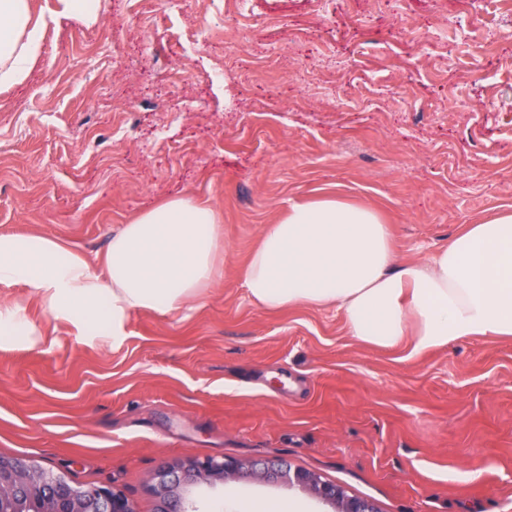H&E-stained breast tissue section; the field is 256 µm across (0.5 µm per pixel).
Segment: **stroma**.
Wrapping results in <instances>:
<instances>
[{
	"instance_id": "35a3bbf8",
	"label": "stroma",
	"mask_w": 512,
	"mask_h": 512,
	"mask_svg": "<svg viewBox=\"0 0 512 512\" xmlns=\"http://www.w3.org/2000/svg\"><path fill=\"white\" fill-rule=\"evenodd\" d=\"M41 57L0 89V234L101 268L121 225L179 196L225 245L193 309L132 312L119 342L0 285L41 340L0 347V456L73 484L148 486L189 457L279 458L380 512H512V339L420 355L350 336L336 308L268 310L243 286L264 225L340 191L400 263L512 207V0H31ZM323 506L285 485L207 493ZM98 0H57L58 13L65 16H77L93 23L98 19Z\"/></svg>"
}]
</instances>
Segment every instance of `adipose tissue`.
<instances>
[{
	"mask_svg": "<svg viewBox=\"0 0 512 512\" xmlns=\"http://www.w3.org/2000/svg\"><path fill=\"white\" fill-rule=\"evenodd\" d=\"M44 27L31 0H0L1 87L25 80ZM219 224L208 203L166 200L113 235L101 274L58 240L1 234L0 285L25 284L56 318L85 331L105 323L117 341L134 311L170 316L194 304L212 279ZM244 286L271 310L336 307L351 336L383 349L408 342L418 355L471 336L512 338V210L400 265L374 207L327 194L264 225Z\"/></svg>",
	"mask_w": 512,
	"mask_h": 512,
	"instance_id": "obj_1",
	"label": "adipose tissue"
}]
</instances>
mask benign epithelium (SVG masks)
Segmentation results:
<instances>
[{"label": "benign epithelium", "instance_id": "7a95c632", "mask_svg": "<svg viewBox=\"0 0 512 512\" xmlns=\"http://www.w3.org/2000/svg\"><path fill=\"white\" fill-rule=\"evenodd\" d=\"M241 480L285 484L316 499L327 512H380L374 501L348 494L311 471L281 460L203 457L173 461L153 477L155 512H200L199 494ZM137 512L121 490L71 485L53 470L19 458H0V512Z\"/></svg>", "mask_w": 512, "mask_h": 512}]
</instances>
